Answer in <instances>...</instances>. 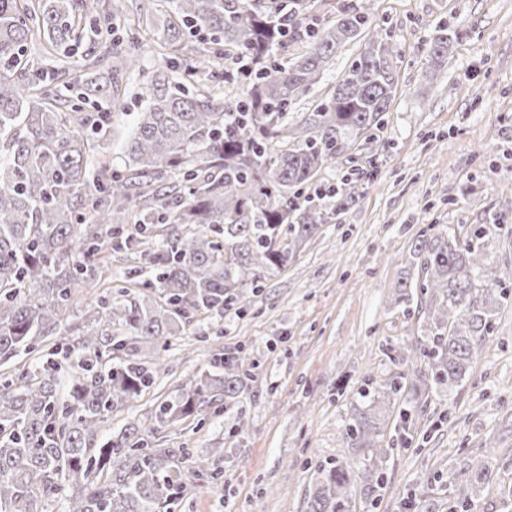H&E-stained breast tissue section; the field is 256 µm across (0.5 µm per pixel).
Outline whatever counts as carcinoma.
<instances>
[{
    "label": "carcinoma",
    "mask_w": 512,
    "mask_h": 512,
    "mask_svg": "<svg viewBox=\"0 0 512 512\" xmlns=\"http://www.w3.org/2000/svg\"><path fill=\"white\" fill-rule=\"evenodd\" d=\"M157 15L127 19L130 37L112 40L84 69L68 59L86 18L112 25L100 0H0V512H174L204 477L187 448H160L158 434L235 398L250 379L249 358L212 354L148 424L130 422L104 440L112 412L154 384L160 351L185 326L247 305L244 282L284 269L331 219L315 177L341 163L357 139L382 131L397 92L398 53L371 7L346 0H167ZM329 21L321 23L318 12ZM42 38L62 82H45L23 61ZM364 41L336 85L291 115L343 46ZM211 44L199 55L195 43ZM452 38L440 25L429 47L439 65ZM166 67L144 86L123 147L122 168L92 162L125 76L143 46ZM235 65L212 78L241 94L227 106L200 84L212 61ZM92 111H86V108ZM138 211L133 230L126 212ZM500 224L463 240L444 226L419 235L421 279L397 299L427 309V334L400 354L412 368L413 401L431 385L457 388L472 375L512 289L486 259ZM135 260L112 281V253ZM106 288L89 313L74 310L91 285ZM66 349L62 366L41 355ZM387 391L359 392L346 425L349 447L379 444ZM420 407L399 412L403 445L418 432ZM498 460L463 462L453 479L472 489L493 479ZM376 455L318 469L309 512H351V487L383 481Z\"/></svg>",
    "instance_id": "carcinoma-1"
}]
</instances>
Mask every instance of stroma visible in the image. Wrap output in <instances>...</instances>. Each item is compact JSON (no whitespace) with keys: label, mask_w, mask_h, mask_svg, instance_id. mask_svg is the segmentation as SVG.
<instances>
[{"label":"stroma","mask_w":512,"mask_h":512,"mask_svg":"<svg viewBox=\"0 0 512 512\" xmlns=\"http://www.w3.org/2000/svg\"><path fill=\"white\" fill-rule=\"evenodd\" d=\"M398 51L399 85L380 143L358 139L351 166L322 171L351 202L303 243L287 268L249 290L245 313L218 326L192 323L174 337L149 392L114 411L108 432L142 421L177 394L215 349L249 355L253 378L220 415L162 431V447L191 449L221 483L201 480L175 512H307L319 466L350 459L346 424L365 383L405 372L398 357L424 335V316L396 300L414 272L419 232L447 224L458 237L506 225L488 261L512 283V0H371ZM459 31L440 70L427 52L439 25ZM151 51L126 77L103 151L120 157L143 103V82L160 65ZM425 431L402 447L387 426L381 489L354 493L355 512H499L512 488V302L461 389L430 391ZM494 441L510 460L498 479L466 493L451 474Z\"/></svg>","instance_id":"35a3bbf8"}]
</instances>
